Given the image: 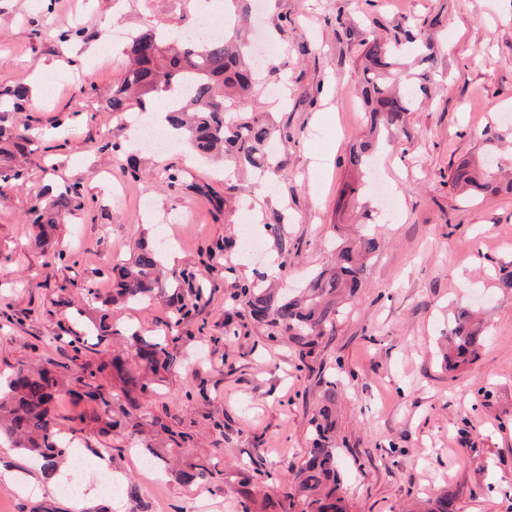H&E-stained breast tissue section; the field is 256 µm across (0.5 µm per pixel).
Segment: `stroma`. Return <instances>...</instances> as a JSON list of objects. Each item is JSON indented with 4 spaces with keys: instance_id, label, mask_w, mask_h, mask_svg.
<instances>
[{
    "instance_id": "stroma-1",
    "label": "stroma",
    "mask_w": 512,
    "mask_h": 512,
    "mask_svg": "<svg viewBox=\"0 0 512 512\" xmlns=\"http://www.w3.org/2000/svg\"><path fill=\"white\" fill-rule=\"evenodd\" d=\"M198 0H0V89L24 83L42 106L16 113L35 128V151L16 157L22 181L0 187V379L22 363L67 362L55 335L109 310L117 331L89 361L114 355L137 370L135 326L166 337L178 366L163 372L146 406L169 430L145 429L158 448L213 464L211 478L183 485L145 469L131 451V425L77 434L86 449L85 491L107 512H281L311 446L309 420L329 377L339 382L337 461L347 512H425L440 492L457 512H512V195L467 199L448 182L452 165L486 151L489 123L512 128V0H266L256 25L277 43L280 74L251 97L263 119L288 125L281 169L269 187L188 149L156 152L135 142L133 113L106 101L127 65L122 44L103 48L104 30L183 28ZM423 30L433 58L401 59L398 86L428 77L429 98L408 116L394 148L373 155L395 202L375 224L381 245L336 334L302 363L287 341H266L229 296L234 281L277 261L266 221L283 213L288 275L300 287L325 267L377 193L346 205L351 147L366 130L359 59L371 38ZM178 163L181 188L161 174ZM77 185L84 207L53 232L66 253L51 261L29 210L57 185ZM220 206H213L212 198ZM258 254L246 256L247 234ZM165 241L166 267L191 270L202 296L183 289L189 315L175 319L168 292L116 303L108 271L136 243ZM229 248L215 252L216 244ZM94 296H87V289ZM481 326L470 366L448 370L441 351L455 314ZM109 449L124 492L100 494L95 449ZM79 502L46 485L33 459L0 444V512H78Z\"/></svg>"
}]
</instances>
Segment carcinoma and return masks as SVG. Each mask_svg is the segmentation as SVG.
<instances>
[{
    "instance_id": "cac0c4a2",
    "label": "carcinoma",
    "mask_w": 512,
    "mask_h": 512,
    "mask_svg": "<svg viewBox=\"0 0 512 512\" xmlns=\"http://www.w3.org/2000/svg\"><path fill=\"white\" fill-rule=\"evenodd\" d=\"M398 45L397 37L392 43L376 38L366 44L361 94L370 107V138L349 154V165L356 170L365 167L368 153L381 134L405 131L409 112L415 106L416 95L396 91L391 81ZM127 54L129 64L107 101L112 111L127 112L136 104L144 112V97L172 92L177 102L165 116L167 128L177 131L199 156L208 157L222 150L236 168L259 174L279 167L277 158L268 151L270 139L276 132L283 142L293 135L286 127L275 130L252 110L248 94L266 74L257 65L245 62L248 47L238 25H233L224 37L204 45L183 40L167 48L154 32L136 34L128 41ZM27 98L28 89L23 83L0 92V139L21 152L34 142L36 133L28 125L11 124L9 119L10 114L22 110ZM504 165L512 167V155L501 157L494 165L487 162L481 168L463 158L451 171V187L475 195H512V180L504 183L496 177L495 170ZM378 247L377 237L368 229L356 239L337 243L326 268L315 273L299 294L290 297L266 287V277L259 273L236 284L231 300L244 306L251 319L266 328L269 340L288 339L304 362L316 353L324 339L335 334L339 300L354 298ZM117 274V297L131 302L151 297L164 275L162 252L143 243L137 247L133 260L118 268ZM111 335L109 314L103 313L86 330L71 336L57 335L54 340L70 349V360L75 361ZM131 336L144 367L157 373L176 362L177 356L167 349L161 337L141 336L135 330ZM479 347V329L473 325L470 313L462 310L448 336V352L443 354L448 369L474 362ZM105 371L122 378L129 391L148 394V385L128 370L120 356L100 361L83 375L71 372L65 363L49 361L36 370L27 364L19 365L6 380V391L0 392V442H8L38 459L44 480H56L61 464L70 461V439L57 428L53 402L67 394L93 400L109 412L113 398L104 396L94 382L96 375ZM337 397L338 383L333 378L326 382L320 406L311 419L313 445L307 449L305 465L297 473L294 491L284 495V512H345L341 498L336 496L340 486L334 435ZM126 399L129 408L122 409L125 416L135 420L148 417L151 425L165 427L160 418L149 417L136 398L128 395ZM139 453L155 469L169 472L185 484L202 483L211 474L206 463L196 460L173 470L168 466L166 451L149 444Z\"/></svg>"
}]
</instances>
